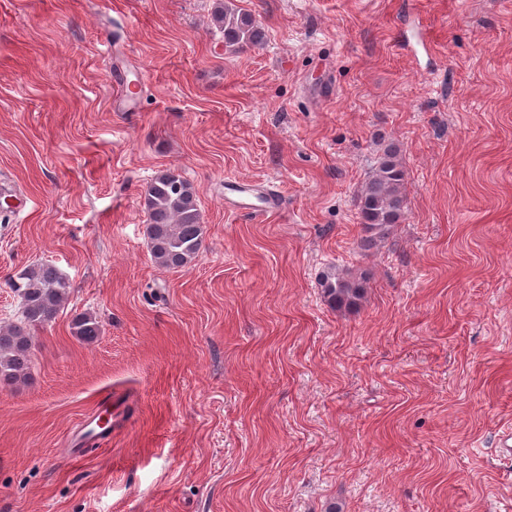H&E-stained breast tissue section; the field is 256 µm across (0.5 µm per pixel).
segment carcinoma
Listing matches in <instances>:
<instances>
[{"label":"carcinoma","instance_id":"obj_1","mask_svg":"<svg viewBox=\"0 0 512 512\" xmlns=\"http://www.w3.org/2000/svg\"><path fill=\"white\" fill-rule=\"evenodd\" d=\"M212 20L224 44L237 51L260 45L264 28L252 14L229 0H215ZM406 171L400 148L390 143L379 156L372 174L361 187L357 201L362 232L361 245L382 241L391 227L402 223L406 213ZM143 208L147 214L145 235L153 261L168 269L184 268L196 260L204 240L194 186L174 169H166L146 186ZM321 286L337 309L353 310L364 298L365 275L330 268L322 274ZM19 301L16 322L0 328V386H13L30 375L36 348L34 332L55 321L64 307L69 283L59 269L46 262L31 264L9 281ZM101 333L99 321L88 314L72 320V334L91 343Z\"/></svg>","mask_w":512,"mask_h":512}]
</instances>
